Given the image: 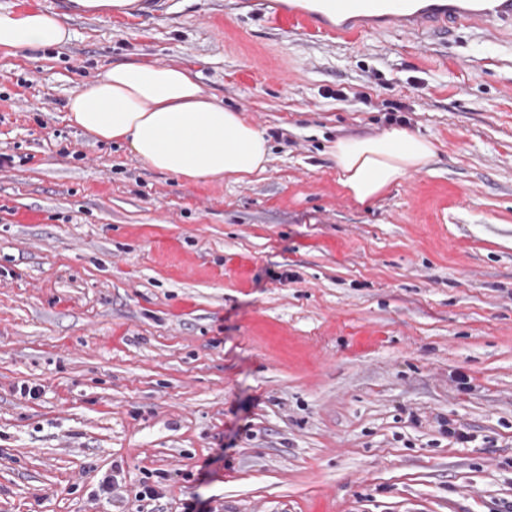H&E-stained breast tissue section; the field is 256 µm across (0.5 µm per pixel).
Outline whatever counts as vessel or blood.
<instances>
[{"label":"vessel or blood","instance_id":"1","mask_svg":"<svg viewBox=\"0 0 512 512\" xmlns=\"http://www.w3.org/2000/svg\"><path fill=\"white\" fill-rule=\"evenodd\" d=\"M273 15L334 39L392 31L427 40L460 26L496 34L498 24L512 25V0H315L311 7L290 0Z\"/></svg>","mask_w":512,"mask_h":512}]
</instances>
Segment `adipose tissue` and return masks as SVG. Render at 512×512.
Returning a JSON list of instances; mask_svg holds the SVG:
<instances>
[{
    "label": "adipose tissue",
    "instance_id": "adipose-tissue-1",
    "mask_svg": "<svg viewBox=\"0 0 512 512\" xmlns=\"http://www.w3.org/2000/svg\"><path fill=\"white\" fill-rule=\"evenodd\" d=\"M71 32L41 9L0 12V50L65 45ZM67 118L100 142L127 145L142 162L192 183L240 182L264 171V132L209 95L193 70L127 62L102 70L68 99ZM433 144L401 128L375 138H344L331 148L338 183L358 204L375 202L425 167Z\"/></svg>",
    "mask_w": 512,
    "mask_h": 512
}]
</instances>
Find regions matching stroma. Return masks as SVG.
I'll return each mask as SVG.
<instances>
[{"instance_id":"stroma-1","label":"stroma","mask_w":512,"mask_h":512,"mask_svg":"<svg viewBox=\"0 0 512 512\" xmlns=\"http://www.w3.org/2000/svg\"><path fill=\"white\" fill-rule=\"evenodd\" d=\"M31 6L72 38L0 53V512H512V30L0 0ZM128 61L197 72L265 172L189 184L71 125ZM395 127L435 155L357 205L330 148ZM74 10L83 14L112 13V10L131 15L138 8V0H71Z\"/></svg>"}]
</instances>
